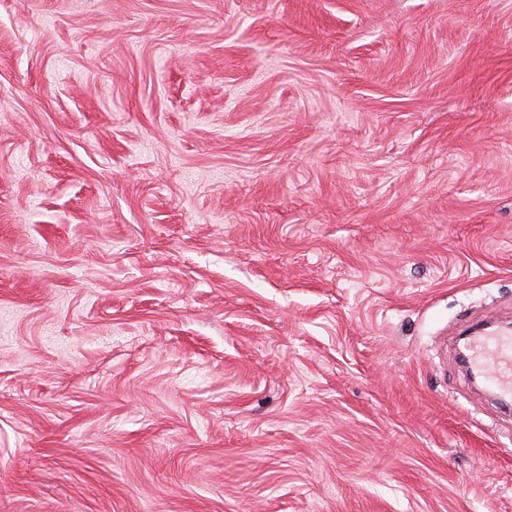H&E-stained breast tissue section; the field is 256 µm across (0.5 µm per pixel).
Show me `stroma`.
<instances>
[{"label": "stroma", "mask_w": 512, "mask_h": 512, "mask_svg": "<svg viewBox=\"0 0 512 512\" xmlns=\"http://www.w3.org/2000/svg\"><path fill=\"white\" fill-rule=\"evenodd\" d=\"M512 0H0V512H512ZM464 362L474 377L493 383L501 399L511 407L512 402V333L504 330L476 329L468 337Z\"/></svg>", "instance_id": "obj_1"}]
</instances>
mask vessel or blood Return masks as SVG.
<instances>
[{"instance_id": "obj_1", "label": "vessel or blood", "mask_w": 512, "mask_h": 512, "mask_svg": "<svg viewBox=\"0 0 512 512\" xmlns=\"http://www.w3.org/2000/svg\"><path fill=\"white\" fill-rule=\"evenodd\" d=\"M464 361L475 377L493 383L504 402H512V333L504 330L473 331Z\"/></svg>"}]
</instances>
